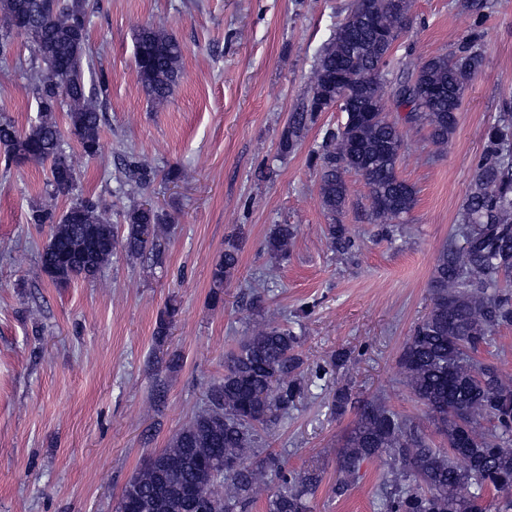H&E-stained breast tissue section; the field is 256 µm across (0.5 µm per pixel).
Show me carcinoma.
<instances>
[{
	"label": "carcinoma",
	"instance_id": "1",
	"mask_svg": "<svg viewBox=\"0 0 512 512\" xmlns=\"http://www.w3.org/2000/svg\"><path fill=\"white\" fill-rule=\"evenodd\" d=\"M98 9L99 0H0V54L14 37L25 38L39 114L23 129L1 105L0 150L8 167L48 164L46 192L70 198L61 214L43 207L30 214V223L50 227L39 259L58 286L97 279L119 252L161 265L168 249L163 212L134 203L123 223H112L100 198L76 192L77 176L64 154L67 137L88 157L100 151L108 83L88 55L90 17ZM410 9L411 0H352L318 50L308 94L278 141L285 158L321 113H345L344 122L325 130L309 162L319 171L322 204L333 218L348 199L345 175L361 176L371 222L383 236L416 204V190L398 174L403 136L388 119L385 100L407 110L406 122L427 126L443 148L458 125L465 88L484 64L471 35L454 53L406 72L393 48L410 25ZM134 40L137 82L150 103L162 107L181 79L182 46L151 22L138 25ZM60 110L66 112L64 128L56 117ZM158 173L129 151L120 157L115 180L119 189L138 192ZM296 231L294 224L277 225L267 249L288 256ZM326 240L342 252L355 246L342 224L328 225ZM238 264L239 245L229 237L212 269L213 303L223 301ZM429 288L430 310L414 326L398 368L447 447H435L410 419L371 399L336 451V495L347 491L364 461L380 458L388 468L382 512H512V377L476 358L500 329L512 326V108L487 131L457 228L436 259ZM176 314L171 307L160 317L156 339L169 335ZM300 345L293 329L272 321L243 337L227 355L224 379L168 448L144 460L122 488L115 512H246L268 470L275 479L265 487L266 512H311L323 480L319 470L254 460L259 431L288 418L302 398L306 361ZM350 403L349 388L336 389L333 413L343 414Z\"/></svg>",
	"mask_w": 512,
	"mask_h": 512
}]
</instances>
